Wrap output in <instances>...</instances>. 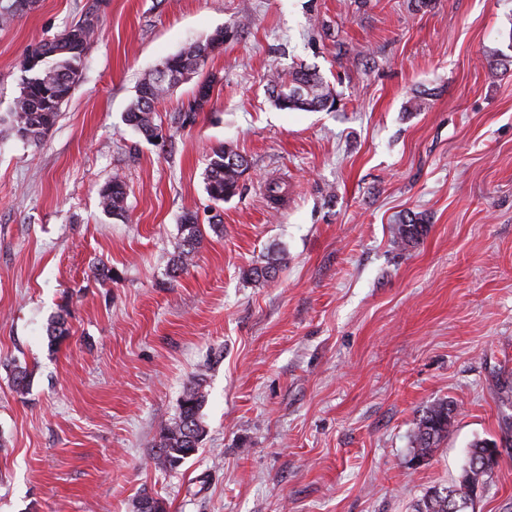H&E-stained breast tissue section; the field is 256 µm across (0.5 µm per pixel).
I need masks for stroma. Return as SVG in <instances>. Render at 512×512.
Here are the masks:
<instances>
[{
	"mask_svg": "<svg viewBox=\"0 0 512 512\" xmlns=\"http://www.w3.org/2000/svg\"><path fill=\"white\" fill-rule=\"evenodd\" d=\"M38 0L0 26V113L19 60L84 15ZM244 24L195 81L124 122L139 81ZM512 0H102L80 79L39 145L0 131V512H416L471 442L501 457L477 512H512ZM316 68L333 110L282 111L272 73ZM425 96L423 110L409 103ZM250 162L214 204L211 148ZM128 211L98 206L113 178ZM285 185L271 206L267 182ZM223 215L171 276L180 219ZM421 215L403 248L392 227ZM273 281L247 280L268 255ZM106 265L113 278L96 279ZM70 309L69 338L47 326ZM32 373L12 388L13 365ZM205 376L206 436L174 472L153 446ZM459 415L421 464L423 409ZM216 81L215 75L204 78V84H197L194 103L187 112L180 113L181 124L192 123L195 120V113L200 110L211 96L213 85Z\"/></svg>",
	"mask_w": 512,
	"mask_h": 512,
	"instance_id": "stroma-1",
	"label": "stroma"
}]
</instances>
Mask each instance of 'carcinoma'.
<instances>
[{"label": "carcinoma", "mask_w": 512, "mask_h": 512, "mask_svg": "<svg viewBox=\"0 0 512 512\" xmlns=\"http://www.w3.org/2000/svg\"><path fill=\"white\" fill-rule=\"evenodd\" d=\"M98 9V0L87 5L85 17L72 23L55 38L41 41L27 48L19 62L21 83L19 94L12 108L0 115V125L5 126L18 138L37 145L55 126L61 107L70 98L79 79L86 52L95 29L93 19ZM225 28L215 29L204 41L191 42L179 52L164 58L160 67L144 78L136 89L135 97L125 112L127 125L151 138L157 130V105L170 91L181 83L188 72H200L209 58L224 49ZM215 75L204 78L196 86L194 103L190 109L179 115L181 124L195 120L211 96ZM270 99L280 110L320 111L332 108L336 97L319 72L299 65L270 80ZM250 163L229 144L211 149L205 167V185L209 197L216 203H223L237 195L240 181L249 170ZM99 208L112 218H123L127 212L125 184L118 178L112 179L99 194ZM181 237L176 246L171 271L177 275L191 264L204 234L198 218L186 213L180 224ZM428 231V225L418 215H408L392 227L395 243L406 246L421 239ZM280 269V258L271 256L259 265L248 269L245 277L257 283L273 280ZM69 309L64 305L52 319L48 332L51 340L61 341L69 334ZM32 373L27 367L16 365L12 370L13 388L19 395L27 393ZM205 379L198 375L186 385L179 402V410L172 421L164 427L152 460L161 470L173 471L199 448L206 434L202 418L205 404ZM456 417V406L448 400H439L423 411L416 423L412 439L413 457L426 458L433 448L448 435V427ZM496 441L474 440L467 453V460L457 484L443 490L432 489L418 504L417 512H470L473 494L483 488L485 478L493 468L485 465L491 459Z\"/></svg>", "instance_id": "carcinoma-1"}]
</instances>
